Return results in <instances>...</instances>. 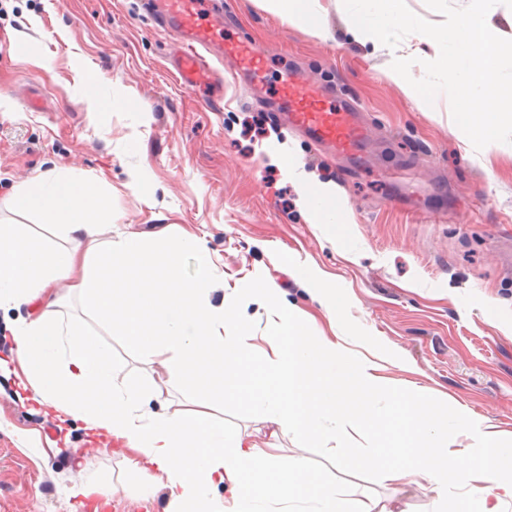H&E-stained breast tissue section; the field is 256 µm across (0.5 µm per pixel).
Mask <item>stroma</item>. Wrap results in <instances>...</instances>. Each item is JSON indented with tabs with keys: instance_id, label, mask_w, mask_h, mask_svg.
<instances>
[{
	"instance_id": "1",
	"label": "stroma",
	"mask_w": 512,
	"mask_h": 512,
	"mask_svg": "<svg viewBox=\"0 0 512 512\" xmlns=\"http://www.w3.org/2000/svg\"><path fill=\"white\" fill-rule=\"evenodd\" d=\"M212 2L233 19L231 39L265 47L269 93L280 71L292 70L358 103L368 136L356 155L320 157L232 80L216 107L182 88L171 69L174 37L145 0H0V32L11 39L0 47V225L46 234L38 216L12 203L16 187L37 175L55 169L95 183L112 199L104 237L203 239L224 273L212 304L232 302L245 281L263 278L309 313L316 331L384 342L395 360L379 374L397 390H431L512 438V266L499 259L512 252V145L475 150L453 134L446 95L429 109L408 98L387 77L392 54L352 41L342 0H322L326 38L263 0ZM31 93L42 102L35 111L24 103ZM273 141L335 185L345 223L308 222L296 181L268 155ZM306 266L331 279L335 318L302 287ZM55 290L58 312L109 346L124 377H153L169 411L184 410L188 392L102 327L69 281ZM211 405L217 420L258 446L273 441L234 395ZM376 438L347 428L334 443L305 444L291 433L276 441L352 498L431 512L429 488L397 489L371 472L335 468L336 448L354 454ZM139 481L119 446L82 421H59L0 366V512H164L162 497H141ZM80 482L103 486L100 510L72 497Z\"/></svg>"
}]
</instances>
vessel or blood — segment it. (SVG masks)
<instances>
[{"mask_svg":"<svg viewBox=\"0 0 512 512\" xmlns=\"http://www.w3.org/2000/svg\"><path fill=\"white\" fill-rule=\"evenodd\" d=\"M206 4L207 0H161L160 13L166 28L180 43L173 59L180 84L189 91L209 88L212 100L220 102L224 99V88L213 83L206 49L224 42V54L232 60V75L248 76L254 86L261 80L262 51L254 46L225 43L224 23L218 18L207 19ZM277 105L290 125L332 151L351 152L365 136L355 103L330 100L321 87L298 74L282 75Z\"/></svg>","mask_w":512,"mask_h":512,"instance_id":"b4317fda","label":"vessel or blood"}]
</instances>
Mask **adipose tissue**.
<instances>
[{
  "label": "adipose tissue",
  "instance_id": "obj_1",
  "mask_svg": "<svg viewBox=\"0 0 512 512\" xmlns=\"http://www.w3.org/2000/svg\"><path fill=\"white\" fill-rule=\"evenodd\" d=\"M270 10L304 29L326 33L321 0H267ZM279 162L295 176L313 224H332L345 203L334 189L299 172L293 155ZM14 205L38 214L59 249L21 224L0 225V307L38 305L13 330L14 376L36 402L82 420L87 429L128 448L141 492L163 494L165 512H383L373 499H346L301 456L260 448L227 431L209 411L211 395L233 392L248 412L306 441L332 440L338 426L375 428L377 441L356 465L400 486L428 482L439 493L454 483L466 492L455 512H503L512 500V439L473 427L478 449L449 470L448 444L466 416L421 389L397 393L378 375L393 361L380 340L315 331L305 311L255 279L244 297L267 311L262 336L235 305H213L222 275L204 242L122 234L102 239L112 202L88 183L42 174L18 187ZM196 257L193 277L181 259ZM60 279L86 298L100 323L126 336L143 359L197 393L183 413L151 410L161 394L155 381L120 380L111 352L82 324L58 316L51 288Z\"/></svg>",
  "mask_w": 512,
  "mask_h": 512
}]
</instances>
